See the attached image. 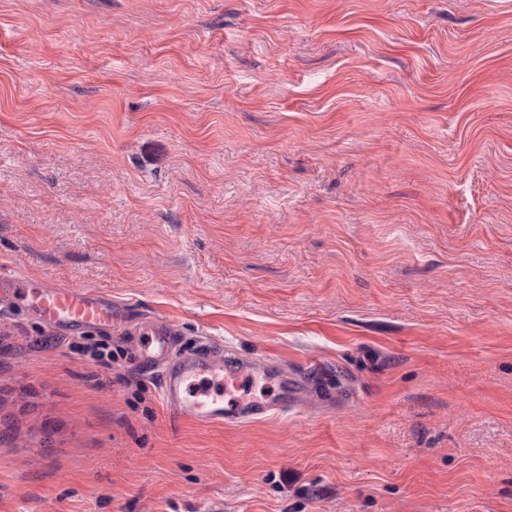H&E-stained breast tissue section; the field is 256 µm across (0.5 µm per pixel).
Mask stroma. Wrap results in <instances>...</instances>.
I'll return each instance as SVG.
<instances>
[{
  "label": "stroma",
  "mask_w": 512,
  "mask_h": 512,
  "mask_svg": "<svg viewBox=\"0 0 512 512\" xmlns=\"http://www.w3.org/2000/svg\"><path fill=\"white\" fill-rule=\"evenodd\" d=\"M0 275L128 311L0 307V512H512V0H0ZM148 322L326 395L173 429ZM5 296L34 311L52 329L108 327L117 321L112 297L92 289L49 288L36 282L12 288Z\"/></svg>",
  "instance_id": "35a3bbf8"
}]
</instances>
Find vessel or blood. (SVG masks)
<instances>
[{
  "instance_id": "1",
  "label": "vessel or blood",
  "mask_w": 512,
  "mask_h": 512,
  "mask_svg": "<svg viewBox=\"0 0 512 512\" xmlns=\"http://www.w3.org/2000/svg\"><path fill=\"white\" fill-rule=\"evenodd\" d=\"M7 297L34 311L53 329L109 328L117 320L111 298L92 289L49 288L32 281L8 288ZM137 351L141 362L160 375L162 406L177 423L209 427L255 422L302 405L312 396L311 371L288 370L274 357L262 365L249 362L231 348L208 342L187 352L166 326L152 328ZM259 379L277 381L276 399L244 393L245 383ZM228 393L233 396L229 403L224 400Z\"/></svg>"
}]
</instances>
